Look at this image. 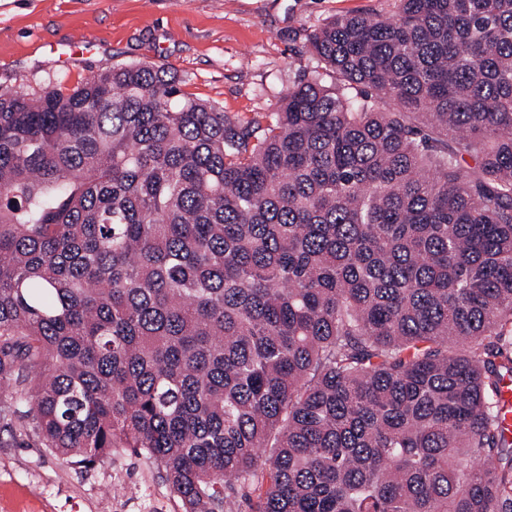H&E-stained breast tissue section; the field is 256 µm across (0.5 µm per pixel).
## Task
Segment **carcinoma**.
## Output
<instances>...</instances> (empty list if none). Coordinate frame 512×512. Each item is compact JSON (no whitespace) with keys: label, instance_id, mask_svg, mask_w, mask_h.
Segmentation results:
<instances>
[{"label":"carcinoma","instance_id":"1","mask_svg":"<svg viewBox=\"0 0 512 512\" xmlns=\"http://www.w3.org/2000/svg\"><path fill=\"white\" fill-rule=\"evenodd\" d=\"M309 43L249 120L146 63L0 96V413L184 512H512V0ZM497 398L499 399L501 421L504 436L512 440V374H505L499 385Z\"/></svg>","mask_w":512,"mask_h":512}]
</instances>
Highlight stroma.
Wrapping results in <instances>:
<instances>
[{"label":"stroma","instance_id":"stroma-1","mask_svg":"<svg viewBox=\"0 0 512 512\" xmlns=\"http://www.w3.org/2000/svg\"><path fill=\"white\" fill-rule=\"evenodd\" d=\"M394 0H0V94L71 92L115 65L173 68L183 92L245 120L278 111L302 76L332 83L308 36L326 19L391 14ZM92 38L91 60L51 46ZM0 512H184L162 468L126 449L90 468L0 419Z\"/></svg>","mask_w":512,"mask_h":512}]
</instances>
